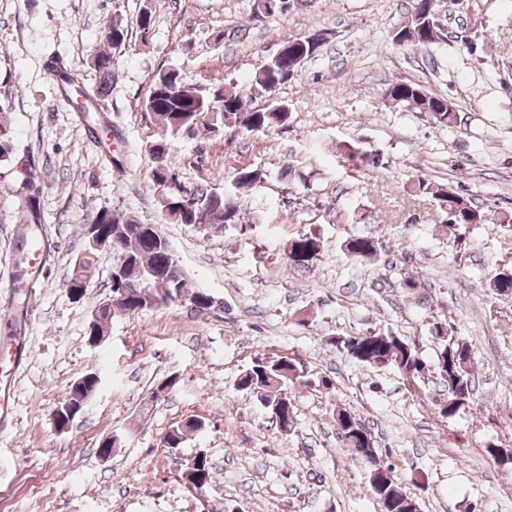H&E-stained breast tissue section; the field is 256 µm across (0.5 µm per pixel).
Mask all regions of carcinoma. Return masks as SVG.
I'll list each match as a JSON object with an SVG mask.
<instances>
[{
  "label": "carcinoma",
  "mask_w": 512,
  "mask_h": 512,
  "mask_svg": "<svg viewBox=\"0 0 512 512\" xmlns=\"http://www.w3.org/2000/svg\"><path fill=\"white\" fill-rule=\"evenodd\" d=\"M442 0H413L407 23L393 36L394 45L401 48L425 49L444 42L445 28L440 25ZM103 41L117 49L127 44L128 31L116 20L103 31ZM324 37L312 35L303 39L285 41L287 50L280 57L269 58L257 67L251 81V92L245 96L227 90L222 85L194 83L180 68L159 70L153 78L150 94L144 103L153 134L147 142L148 153L154 159L149 171L158 203L166 218L175 224L192 225L207 233L220 232L227 224L242 223L239 199L250 194L264 182L266 174L250 165L236 170L229 187L222 192L205 188L188 189L180 180L176 168L168 162V155L176 142L194 139L205 131L213 136L226 129L247 132H267L288 122V110L276 102L263 108L252 107V98L269 97L279 86L290 80L301 64L315 56L323 45ZM100 74L98 92L105 91L115 79L112 53L101 51L91 61ZM65 99L76 103L84 99L80 112L86 121H93L97 111L96 93L84 85L62 59L50 61ZM383 99L419 112L439 127L457 125L458 113L444 97L430 94L421 86L410 82H395L384 90ZM348 166L366 174L379 167L377 152L360 145L344 148ZM417 190L433 197L446 214L445 223L455 229H467L475 224L491 222L488 212L472 204L469 198L441 185L420 181ZM18 213L22 226L32 228L41 224V213L36 195L30 186L16 190ZM100 236L112 244L117 262L122 268L117 277L125 278L121 284L111 283L112 306L104 307L97 318L91 320L88 342L97 345V339L112 318L133 314L150 308L180 303L202 312L214 306V299L203 292L191 291L186 279L177 268L167 240L139 223L134 216L109 207H101L91 218ZM324 241L320 233L310 230L290 241L291 254L287 262L294 267H307L322 252ZM347 254L356 260L370 262L379 259L383 245L371 236L352 234L344 243ZM493 293L512 295V264L501 265L489 280ZM430 337L435 345L437 375L448 383V399L440 405L439 414L451 418L471 402L473 353L471 343L454 335L447 321H434ZM333 345L349 358L373 368L392 369L407 383L417 385L425 377L428 367L425 359L407 339L392 332H374L338 336ZM98 379L85 376L83 392H70L68 398L75 406L73 415L82 410L81 402L96 388ZM295 386L333 388L325 376L306 371L296 356H269L261 353L252 359L236 381V388L255 397L269 412L279 428L286 430L294 424V405L290 398ZM361 426L356 415L339 409L336 411V431L344 446L367 465L369 485L374 497L383 506V512H419L418 500L405 493L393 475L394 467L386 463L375 448V441L364 447L355 432ZM197 426L189 419L180 426L171 427L165 434L164 447L174 454L186 440V433ZM182 478L201 491L212 483L213 467L204 453L193 461L181 463Z\"/></svg>",
  "instance_id": "obj_1"
}]
</instances>
